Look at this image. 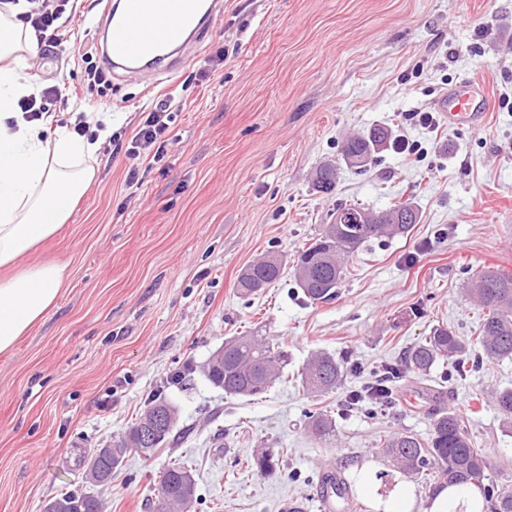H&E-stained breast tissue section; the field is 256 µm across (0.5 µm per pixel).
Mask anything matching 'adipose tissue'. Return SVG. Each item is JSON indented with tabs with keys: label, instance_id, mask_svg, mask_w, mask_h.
Returning <instances> with one entry per match:
<instances>
[{
	"label": "adipose tissue",
	"instance_id": "1",
	"mask_svg": "<svg viewBox=\"0 0 512 512\" xmlns=\"http://www.w3.org/2000/svg\"><path fill=\"white\" fill-rule=\"evenodd\" d=\"M18 6H0V353L10 351L55 306L66 279L59 264L28 263L55 235L94 177L88 166L97 140L59 127L42 137L19 121L9 128L22 97L35 88L23 76L34 52L30 29L17 21Z\"/></svg>",
	"mask_w": 512,
	"mask_h": 512
}]
</instances>
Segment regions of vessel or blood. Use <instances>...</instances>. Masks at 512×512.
Returning <instances> with one entry per match:
<instances>
[{"instance_id": "b4317fda", "label": "vessel or blood", "mask_w": 512, "mask_h": 512, "mask_svg": "<svg viewBox=\"0 0 512 512\" xmlns=\"http://www.w3.org/2000/svg\"><path fill=\"white\" fill-rule=\"evenodd\" d=\"M202 16L201 0H122L105 29L103 60L111 69L136 72L159 62L162 52L182 45L186 33ZM489 99L480 81L452 88L440 98L437 109L449 124L482 126ZM347 500L335 469L322 472L317 495L319 512H342Z\"/></svg>"}]
</instances>
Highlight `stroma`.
I'll return each mask as SVG.
<instances>
[{"label":"stroma","mask_w":512,"mask_h":512,"mask_svg":"<svg viewBox=\"0 0 512 512\" xmlns=\"http://www.w3.org/2000/svg\"><path fill=\"white\" fill-rule=\"evenodd\" d=\"M106 4L70 0L61 50L35 54L23 71L37 88L59 86L52 125L77 112L112 124L72 216L29 257L66 266L58 301L0 354V512H43L69 491L92 492L105 512H153L174 461L194 474L195 512H281L292 498L318 512L327 467L351 482L352 512H378L402 483L425 504L420 480L377 453L392 433L428 438L425 401L374 416L342 405L436 325L455 329L469 356L481 352L482 315L467 284L487 269L512 274V0H224L177 77L150 93L143 76L102 91L86 80V58L101 48L87 21ZM219 52L224 64L212 67ZM478 79L490 101L482 129L406 121ZM160 99L175 114L173 141L140 185H128L122 148ZM377 126L421 142L424 155L387 147L367 172L340 165L334 189L315 190L317 168L339 161L342 141ZM404 200L418 224L366 243L335 299L303 295L292 261L337 205L384 210ZM270 251L286 261L279 279L241 295L240 271ZM249 331L288 352L280 379L255 400L226 396L202 373L225 340ZM319 352L347 370L336 390L313 396L296 374ZM447 373L444 364L409 373L393 389L444 392L489 457L490 480L512 486V427L493 404L512 388V360H484L463 380ZM157 393L178 411L175 438L91 486L78 454L108 446ZM308 411L329 415L333 435L312 436ZM264 449L279 467L260 476L250 460ZM366 470L377 476L370 494L356 483Z\"/></svg>","instance_id":"obj_1"}]
</instances>
